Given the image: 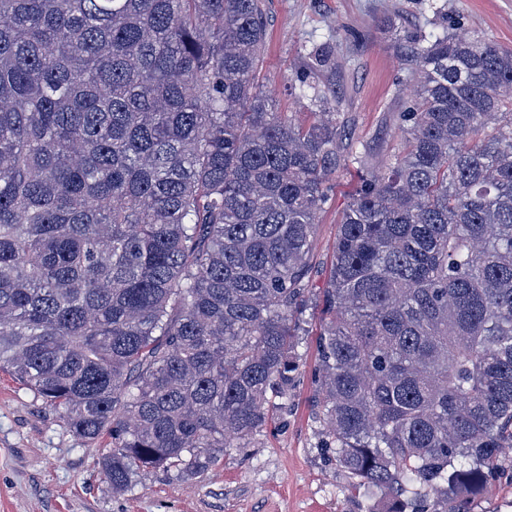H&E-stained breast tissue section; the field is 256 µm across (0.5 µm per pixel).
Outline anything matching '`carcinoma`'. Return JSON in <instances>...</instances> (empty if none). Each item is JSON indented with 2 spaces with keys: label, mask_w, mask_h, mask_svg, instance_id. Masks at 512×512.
Segmentation results:
<instances>
[{
  "label": "carcinoma",
  "mask_w": 512,
  "mask_h": 512,
  "mask_svg": "<svg viewBox=\"0 0 512 512\" xmlns=\"http://www.w3.org/2000/svg\"><path fill=\"white\" fill-rule=\"evenodd\" d=\"M263 0H0V369L112 492L274 421L320 315L322 448L387 512H472L512 448V48L403 46L401 140L308 259L345 164L330 54L308 125L256 81Z\"/></svg>",
  "instance_id": "1"
}]
</instances>
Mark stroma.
Wrapping results in <instances>:
<instances>
[{
    "instance_id": "stroma-1",
    "label": "stroma",
    "mask_w": 512,
    "mask_h": 512,
    "mask_svg": "<svg viewBox=\"0 0 512 512\" xmlns=\"http://www.w3.org/2000/svg\"><path fill=\"white\" fill-rule=\"evenodd\" d=\"M268 39L259 81L275 111L303 112L295 89L315 46L336 53L338 122L348 158L319 212L311 281L322 287L337 226L365 173L355 153L381 167L400 139L399 114L413 95L397 45L448 28L512 48V0H265ZM318 315L308 318L297 383L285 407L247 447L183 480L163 470L113 493L98 461L107 442L77 440L58 412L0 370V512H367L383 498L355 491L322 451L313 399Z\"/></svg>"
}]
</instances>
